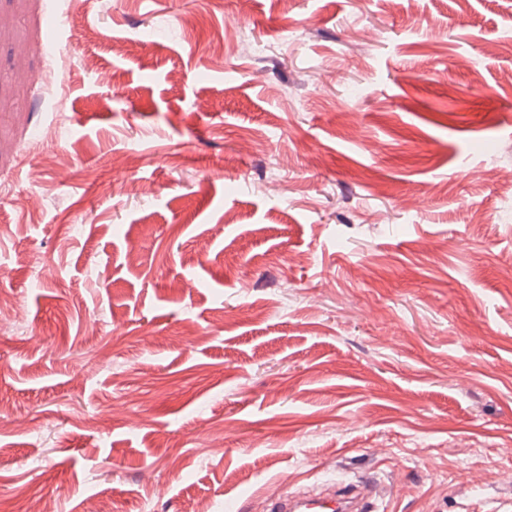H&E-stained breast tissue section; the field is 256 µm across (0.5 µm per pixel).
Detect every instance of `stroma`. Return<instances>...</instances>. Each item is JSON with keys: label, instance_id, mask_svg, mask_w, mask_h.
Instances as JSON below:
<instances>
[{"label": "stroma", "instance_id": "stroma-1", "mask_svg": "<svg viewBox=\"0 0 512 512\" xmlns=\"http://www.w3.org/2000/svg\"><path fill=\"white\" fill-rule=\"evenodd\" d=\"M0 183V512L512 500V0H0ZM377 493L371 482L347 485L336 482L324 494L279 496L271 501L268 512H368Z\"/></svg>", "mask_w": 512, "mask_h": 512}]
</instances>
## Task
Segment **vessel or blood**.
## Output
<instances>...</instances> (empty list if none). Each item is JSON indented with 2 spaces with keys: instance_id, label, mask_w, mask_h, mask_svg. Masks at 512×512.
Masks as SVG:
<instances>
[{
  "instance_id": "vessel-or-blood-1",
  "label": "vessel or blood",
  "mask_w": 512,
  "mask_h": 512,
  "mask_svg": "<svg viewBox=\"0 0 512 512\" xmlns=\"http://www.w3.org/2000/svg\"><path fill=\"white\" fill-rule=\"evenodd\" d=\"M377 493L373 483L333 484L319 495L295 494L275 498L268 512H369Z\"/></svg>"
}]
</instances>
